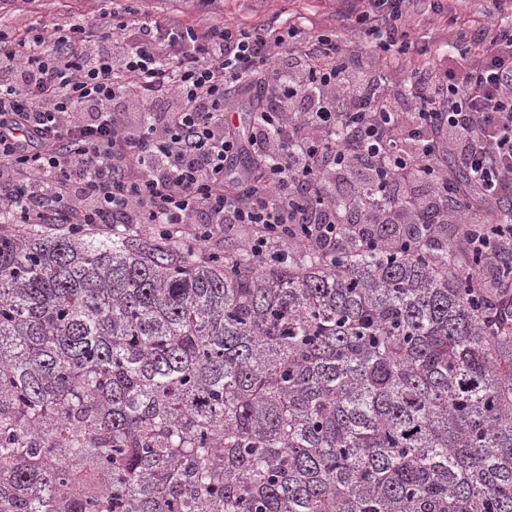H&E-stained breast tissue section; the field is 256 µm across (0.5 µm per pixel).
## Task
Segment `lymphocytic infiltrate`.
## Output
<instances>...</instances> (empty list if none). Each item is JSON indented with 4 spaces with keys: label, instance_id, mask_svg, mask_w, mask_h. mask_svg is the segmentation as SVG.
Returning a JSON list of instances; mask_svg holds the SVG:
<instances>
[{
    "label": "lymphocytic infiltrate",
    "instance_id": "1",
    "mask_svg": "<svg viewBox=\"0 0 512 512\" xmlns=\"http://www.w3.org/2000/svg\"><path fill=\"white\" fill-rule=\"evenodd\" d=\"M474 30L459 29L447 70L418 64L404 111L351 84L361 53L335 35L291 27L243 29L167 19L149 23L124 9L111 34L85 21L0 34V217L12 224H149L209 246L225 225L247 231L251 250L288 227H314L334 245L342 225L420 221V175L447 178L456 156L470 178L462 195L486 213L512 201V0H487ZM419 0H349L348 15L381 52L403 45ZM296 67H273L281 54ZM265 95L247 128L226 109L249 89ZM123 99L138 120L116 111ZM350 110H341L340 100ZM252 166L228 177L229 155ZM363 163L396 198L353 211L324 203L339 170ZM471 249L512 239V224H476L448 204Z\"/></svg>",
    "mask_w": 512,
    "mask_h": 512
}]
</instances>
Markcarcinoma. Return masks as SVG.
I'll list each match as a JSON object with an SVG mask.
<instances>
[{
    "mask_svg": "<svg viewBox=\"0 0 512 512\" xmlns=\"http://www.w3.org/2000/svg\"><path fill=\"white\" fill-rule=\"evenodd\" d=\"M399 231H0V512H512V265Z\"/></svg>",
    "mask_w": 512,
    "mask_h": 512,
    "instance_id": "obj_1",
    "label": "carcinoma"
}]
</instances>
